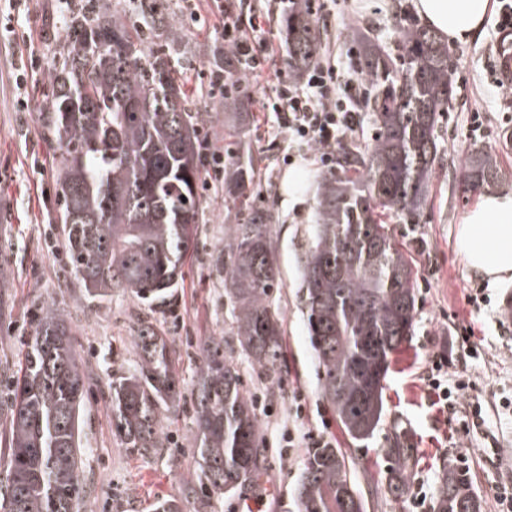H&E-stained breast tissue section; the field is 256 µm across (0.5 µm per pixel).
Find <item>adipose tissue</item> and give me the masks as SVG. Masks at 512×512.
<instances>
[{"mask_svg":"<svg viewBox=\"0 0 512 512\" xmlns=\"http://www.w3.org/2000/svg\"><path fill=\"white\" fill-rule=\"evenodd\" d=\"M490 0H413L422 24L449 42H465L482 28ZM457 250L486 279H512V195L486 194L467 211Z\"/></svg>","mask_w":512,"mask_h":512,"instance_id":"1","label":"adipose tissue"}]
</instances>
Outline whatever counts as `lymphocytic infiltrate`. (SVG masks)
<instances>
[{
  "label": "lymphocytic infiltrate",
  "mask_w": 512,
  "mask_h": 512,
  "mask_svg": "<svg viewBox=\"0 0 512 512\" xmlns=\"http://www.w3.org/2000/svg\"><path fill=\"white\" fill-rule=\"evenodd\" d=\"M297 0H224L214 31L224 41L231 58L224 70L210 74L211 95L260 100L262 122L268 132L281 137L285 149H314L319 163L332 167L336 147L360 126V89L364 80L357 68L328 62L311 64L293 76L277 63L269 36L279 14ZM249 15L251 26L242 29L239 19ZM446 358L433 354L426 379L438 405L455 409L469 386L467 380L448 383Z\"/></svg>",
  "instance_id": "1"
}]
</instances>
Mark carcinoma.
Returning a JSON list of instances; mask_svg holds the SVG:
<instances>
[{
    "label": "carcinoma",
    "instance_id": "1",
    "mask_svg": "<svg viewBox=\"0 0 512 512\" xmlns=\"http://www.w3.org/2000/svg\"><path fill=\"white\" fill-rule=\"evenodd\" d=\"M119 13L77 12L64 22L66 61L51 81L41 112L46 142L59 152L57 223L85 294L109 301L130 293L166 300L178 286L198 221V114L188 106L180 72L164 51L145 54L140 34ZM292 73L317 51L316 20L296 5L282 30ZM402 52L370 37L358 41L356 65L368 88L375 130L364 147L336 150L338 171L322 178L301 270L310 344L320 388L346 437L365 442L385 419L384 390L395 356L412 335L415 271L387 219L417 216L428 203L437 158L436 128L453 107L448 45L433 31L407 23ZM252 182V158L241 151L224 170V196L242 198ZM464 194L499 182L491 151L478 148L464 165ZM269 216L251 210L228 224L224 273L230 333L240 355L271 380L284 366L282 316L274 304L279 272ZM136 361L112 376V435L142 457L162 448L166 413L181 399L169 338L151 322L138 325ZM195 450L203 505L254 483L268 453L252 401L224 337L210 336L192 385ZM85 380L63 310L45 306L8 407V481L4 512H78L81 413ZM387 492L408 494L413 448L397 432L387 439ZM353 462L329 441L307 451L294 503L298 512H367L351 482ZM434 512H482L469 470L443 468Z\"/></svg>",
    "mask_w": 512,
    "mask_h": 512
}]
</instances>
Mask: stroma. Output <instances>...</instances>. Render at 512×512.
<instances>
[{"instance_id": "stroma-1", "label": "stroma", "mask_w": 512, "mask_h": 512, "mask_svg": "<svg viewBox=\"0 0 512 512\" xmlns=\"http://www.w3.org/2000/svg\"><path fill=\"white\" fill-rule=\"evenodd\" d=\"M323 10L336 20L351 17L342 32L318 35V56L343 60L355 44V31L370 35L389 51H397L401 18L412 15L410 0H322ZM102 5L127 15L143 35L146 52L165 49L180 71L192 110L202 113L207 150L223 152L231 143H245L254 161L257 208L270 216V234L281 288L274 298L283 315V347L287 366L277 383H270L243 357L234 363L249 398H261L270 412H259L268 448L269 470L260 481L259 512H286L309 446L307 433L319 432L346 448L355 460L350 478L366 497L368 512H433L438 476L444 464L469 468L484 500L483 512H507L499 499L502 487L512 488V281L484 283L457 253L459 224L474 199L458 192L459 169L474 147L496 156L503 175L499 191L512 193V103L493 91L491 46L497 40L493 18H486L470 42L452 45V77L456 86L452 111L437 128L439 159L431 178V203L414 220L390 219L391 231L409 247L415 262L417 313L413 334L385 389L386 417L374 438L351 444L323 400L320 376L303 314L300 266L308 248V229L316 221V196L325 168L304 154L292 164L274 163L264 127L254 125L257 103L226 109L212 98L203 76L215 60L223 59L224 44L210 26L218 17L212 0H155L157 13L170 17V31L146 28L141 0H22L19 7L0 8V382L9 383L24 359L42 308L49 303L64 309L73 333L78 363L85 373L87 399L81 433L79 467L80 512H151L160 499L179 501L183 512L200 505L190 485L199 481L193 434L191 395L168 413L161 451L139 457L125 451L112 435L107 401L113 374L125 371L134 359L132 336L140 320L153 322L176 352V369L192 385L199 362L200 342L227 335L230 321L224 305V277L211 264L224 248L225 227L237 223L240 203L225 199L223 187L201 190L195 246L186 255L182 280L165 304L143 305L131 294L114 295L111 302L88 299L76 273L63 256L57 222L55 172L57 157L43 137L40 114L51 92V75L67 56L62 21L80 6ZM200 12L205 24L191 22ZM30 42L40 67L30 70L31 56L16 51ZM27 70L23 84L14 77ZM26 100L27 111L16 109ZM486 113L488 125L473 137L470 116ZM297 174L289 184V174ZM487 285L491 307L479 310L468 301L472 288ZM471 327L484 348L479 360L465 356L455 326ZM439 352L448 360V378L469 380L470 387L456 411L435 405L424 379L427 358ZM304 394V412L295 415L290 395ZM482 406L483 422L471 426V404ZM409 436L414 458L408 470L409 493L394 501L386 490V470L379 461L385 438L393 429ZM295 447H288V436Z\"/></svg>"}]
</instances>
